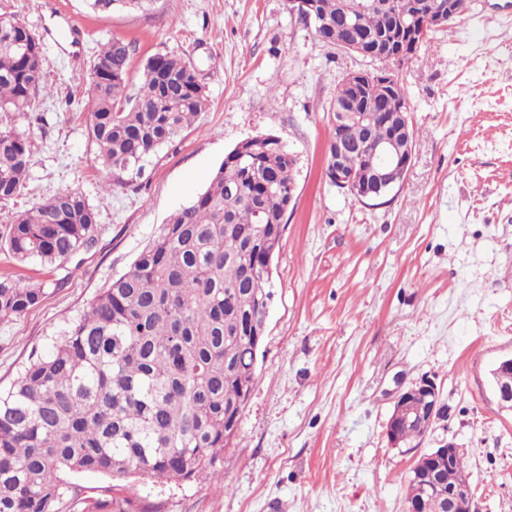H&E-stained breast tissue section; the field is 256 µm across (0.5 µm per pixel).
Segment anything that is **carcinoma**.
Wrapping results in <instances>:
<instances>
[{
	"label": "carcinoma",
	"mask_w": 512,
	"mask_h": 512,
	"mask_svg": "<svg viewBox=\"0 0 512 512\" xmlns=\"http://www.w3.org/2000/svg\"><path fill=\"white\" fill-rule=\"evenodd\" d=\"M94 12L147 10L154 0H87ZM431 0H396L395 14L378 6L358 13L352 29H321L336 18L338 0H317L311 23L338 49L349 31L383 36L404 21L418 23ZM47 63L40 37L14 14L0 13V202L25 188L34 155L27 126L41 121L51 87L34 82ZM130 44L113 39L90 61L87 134L102 188L110 193L142 176L163 145L190 127L207 97L196 69L174 55L155 54L127 91ZM407 106L402 85L374 89L359 100L353 142L380 139L381 113ZM246 158L227 156L209 186L174 212L130 268L113 279L78 317L30 358L0 390V512H153L131 497L93 499L74 481L92 472L142 475L166 482L223 477L226 414L249 392L260 347L251 323L271 297L262 253L279 247L270 224L284 223L295 158L270 141L245 145ZM98 240V212L73 189L58 190L20 212L0 232V247L19 262L62 265ZM42 284L0 273V320L21 316L46 297ZM403 443L420 445L430 423H399ZM437 472L443 483L466 472L422 453L411 474ZM441 490L422 512H447Z\"/></svg>",
	"instance_id": "1"
}]
</instances>
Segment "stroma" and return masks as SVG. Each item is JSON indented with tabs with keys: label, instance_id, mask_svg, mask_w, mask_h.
Segmentation results:
<instances>
[{
	"label": "stroma",
	"instance_id": "35a3bbf8",
	"mask_svg": "<svg viewBox=\"0 0 512 512\" xmlns=\"http://www.w3.org/2000/svg\"><path fill=\"white\" fill-rule=\"evenodd\" d=\"M41 37L43 119L25 189L0 203V229L70 188L94 205L97 246L55 269L0 273L47 296L0 322V386L123 274L171 214L209 185L240 142L271 134L294 153L295 198L272 259L274 299L256 380L222 481L129 479L154 512H406L417 452L385 426L398 383L434 381L446 411L423 449L467 452L475 512H512V411L490 370L512 354V0H468L395 66L417 132L400 189L369 206L326 173L329 107L343 75L377 65L322 43L286 0H155L150 11L91 12L85 0H0ZM132 46L129 85L155 54L193 65L207 106L137 188L101 190L80 93L96 50Z\"/></svg>",
	"mask_w": 512,
	"mask_h": 512
}]
</instances>
